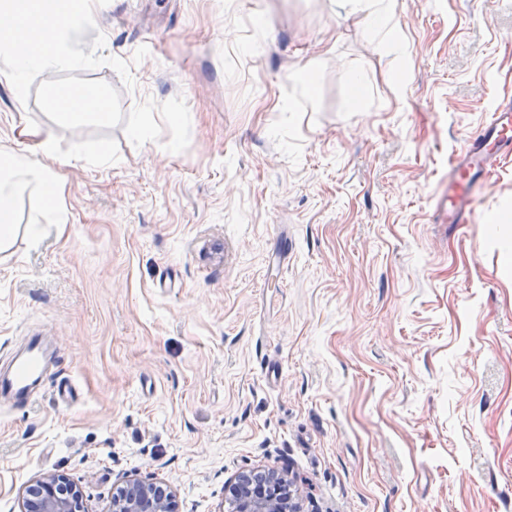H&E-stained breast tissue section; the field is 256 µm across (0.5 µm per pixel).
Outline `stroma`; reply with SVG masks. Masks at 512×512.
Listing matches in <instances>:
<instances>
[{"label":"stroma","instance_id":"35a3bbf8","mask_svg":"<svg viewBox=\"0 0 512 512\" xmlns=\"http://www.w3.org/2000/svg\"><path fill=\"white\" fill-rule=\"evenodd\" d=\"M95 2V67L19 96L0 62V147L52 129L61 187L54 211L19 192L0 248V370L29 337L53 352L28 402L0 400V512L46 473L87 512L129 481L226 512L251 471L301 512H512V225L486 224L512 158L473 223L437 219L464 138L512 100V0H397V58L333 0ZM88 88L86 87L80 91H71L68 89L64 96H60L58 93V88L55 87L53 90L54 96L63 104L61 107L65 111V113L70 115H86V114H94L100 118L106 117L108 114L106 111V102L105 105L99 108L97 111H92L88 106V100L90 98Z\"/></svg>","mask_w":512,"mask_h":512}]
</instances>
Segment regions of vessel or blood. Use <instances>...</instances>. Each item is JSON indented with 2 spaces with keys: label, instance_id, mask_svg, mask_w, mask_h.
Here are the masks:
<instances>
[{
  "label": "vessel or blood",
  "instance_id": "b4317fda",
  "mask_svg": "<svg viewBox=\"0 0 512 512\" xmlns=\"http://www.w3.org/2000/svg\"><path fill=\"white\" fill-rule=\"evenodd\" d=\"M512 155V104L501 103L478 133L466 137L462 152L448 171V189L438 201L448 224H468L473 196L484 188L497 163ZM47 356L40 338H30L10 373L0 377V394L28 399L39 382Z\"/></svg>",
  "mask_w": 512,
  "mask_h": 512
}]
</instances>
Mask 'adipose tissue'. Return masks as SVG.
I'll list each match as a JSON object with an SVG mask.
<instances>
[{"label": "adipose tissue", "mask_w": 512, "mask_h": 512, "mask_svg": "<svg viewBox=\"0 0 512 512\" xmlns=\"http://www.w3.org/2000/svg\"><path fill=\"white\" fill-rule=\"evenodd\" d=\"M352 15L375 31V51L398 57L406 46L394 24L397 0H345ZM20 17H49L53 24L30 34H21L15 25ZM95 12L88 0H0V61L16 93H23L34 76L59 71L87 69L94 58L78 51L71 32L94 24ZM36 140L35 154L16 150L0 153V240L10 238L14 230L13 199L27 185H36L43 198L58 201L59 182L43 162L57 156V142L52 132L30 129Z\"/></svg>", "instance_id": "adipose-tissue-1"}]
</instances>
